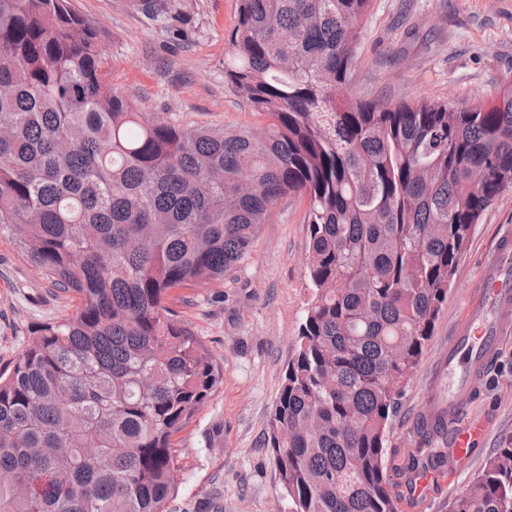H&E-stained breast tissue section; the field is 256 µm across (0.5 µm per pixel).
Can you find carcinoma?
Instances as JSON below:
<instances>
[{"instance_id": "cac0c4a2", "label": "carcinoma", "mask_w": 512, "mask_h": 512, "mask_svg": "<svg viewBox=\"0 0 512 512\" xmlns=\"http://www.w3.org/2000/svg\"><path fill=\"white\" fill-rule=\"evenodd\" d=\"M369 6L238 0L224 78L259 136L158 120L107 81L69 0H0V231L79 298L0 371V512H167L173 436L223 379L168 294L224 280L297 193L311 299L267 445L291 512H398L384 444L512 188V77L465 108L355 99ZM451 512H512L511 440Z\"/></svg>"}]
</instances>
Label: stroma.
I'll return each instance as SVG.
<instances>
[{
	"instance_id": "stroma-1",
	"label": "stroma",
	"mask_w": 512,
	"mask_h": 512,
	"mask_svg": "<svg viewBox=\"0 0 512 512\" xmlns=\"http://www.w3.org/2000/svg\"><path fill=\"white\" fill-rule=\"evenodd\" d=\"M95 25L107 80L158 119L181 127H263L224 80L227 35L237 0H169L151 19L139 0H69ZM512 75V0H371L357 51L353 96L382 102L492 98ZM308 199L277 206L249 258L224 281L173 289L170 307L223 370V381L174 437L182 480L168 512H288L272 451L264 445L269 413L295 352L311 291L305 269ZM512 228V190L482 215L419 367L405 388L385 444L399 512H449L502 441L512 439V337L476 386L464 419L487 426L463 464L434 462L437 444L420 419L439 386L437 366L478 287L487 254ZM64 297L0 235V368L38 326L71 314ZM427 469L435 481L412 496L409 479Z\"/></svg>"
}]
</instances>
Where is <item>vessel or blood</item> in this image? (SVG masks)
I'll return each mask as SVG.
<instances>
[{
	"label": "vessel or blood",
	"mask_w": 512,
	"mask_h": 512,
	"mask_svg": "<svg viewBox=\"0 0 512 512\" xmlns=\"http://www.w3.org/2000/svg\"><path fill=\"white\" fill-rule=\"evenodd\" d=\"M512 332V237L503 239L485 263L478 290L471 298L448 353L439 362L448 377L447 388L430 397L424 407L426 420L447 414L455 422L449 454L453 461H467L483 422L460 423L464 405L475 385L492 366L502 339Z\"/></svg>",
	"instance_id": "obj_1"
}]
</instances>
